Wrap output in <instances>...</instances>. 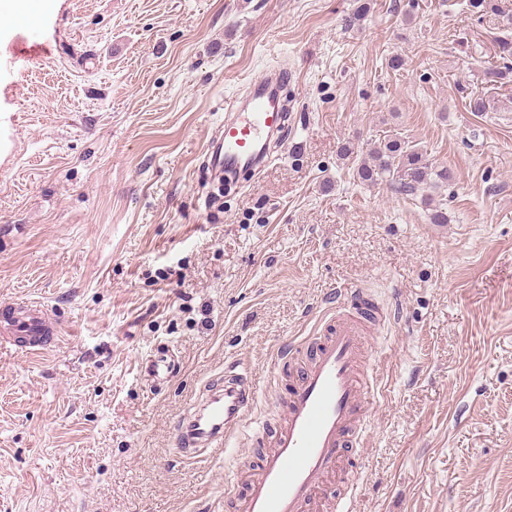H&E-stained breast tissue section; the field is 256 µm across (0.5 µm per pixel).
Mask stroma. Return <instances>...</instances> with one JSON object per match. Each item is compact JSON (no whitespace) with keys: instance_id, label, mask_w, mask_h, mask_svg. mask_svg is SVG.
I'll return each mask as SVG.
<instances>
[{"instance_id":"35a3bbf8","label":"stroma","mask_w":512,"mask_h":512,"mask_svg":"<svg viewBox=\"0 0 512 512\" xmlns=\"http://www.w3.org/2000/svg\"><path fill=\"white\" fill-rule=\"evenodd\" d=\"M467 2L373 0L350 26L356 0H50L0 26V49H55L0 68V304L61 325L43 353L0 346V512H239L296 374L281 350L339 287L388 316L364 443L318 512L347 487L351 512H512V86L468 108L512 28ZM274 67L288 141L219 195L224 104ZM388 131L451 184L361 183L339 146ZM158 353L179 360L161 384ZM230 362L255 404L185 459L171 427ZM51 55L52 50L48 44L30 40L28 36L19 34L10 47L6 48L5 51L0 50V65L12 67L19 59H31Z\"/></svg>"}]
</instances>
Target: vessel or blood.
<instances>
[{
    "mask_svg": "<svg viewBox=\"0 0 512 512\" xmlns=\"http://www.w3.org/2000/svg\"><path fill=\"white\" fill-rule=\"evenodd\" d=\"M49 45L17 36L0 50V65L50 56ZM291 71L271 69L252 79L243 97L226 102L224 132L214 141L213 170L236 176L269 164L285 141L287 115L281 110ZM338 313L291 383L285 413L272 446L247 483L242 512H312L315 497L348 462V448L362 444L364 418L377 389L376 372L363 369V339L383 319L380 307L361 289L336 292ZM58 341L54 319L38 303L9 305L0 314V344L36 353ZM255 398L248 373L228 365L224 380L201 389L178 420L176 447L203 458L224 450V441L243 421Z\"/></svg>",
    "mask_w": 512,
    "mask_h": 512,
    "instance_id": "1",
    "label": "vessel or blood"
}]
</instances>
